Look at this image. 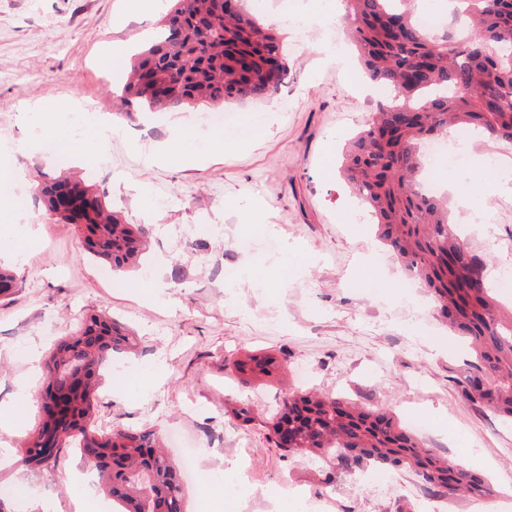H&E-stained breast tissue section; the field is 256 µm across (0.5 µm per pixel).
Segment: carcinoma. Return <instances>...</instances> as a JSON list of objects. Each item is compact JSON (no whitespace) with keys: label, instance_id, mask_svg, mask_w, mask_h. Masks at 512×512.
I'll list each match as a JSON object with an SVG mask.
<instances>
[{"label":"carcinoma","instance_id":"carcinoma-1","mask_svg":"<svg viewBox=\"0 0 512 512\" xmlns=\"http://www.w3.org/2000/svg\"><path fill=\"white\" fill-rule=\"evenodd\" d=\"M147 48L134 55L118 98L140 112L175 108H218L224 103L270 99L288 79L285 36L265 26L235 0L224 14L218 0H170ZM409 0H354V22L347 35L357 46L369 76L401 93V101L379 107L351 142L343 173L352 191L369 210L380 240L413 278L423 282L442 316L469 341L472 356L453 369V382L468 402L480 403L512 422V311L503 314L491 295L487 261L474 252L448 220V200L419 194L421 160L418 145L448 130V125L482 129L489 139L512 142V55L495 46L512 43V0H455L462 27L442 36L422 30L407 8ZM240 54L279 56L274 79L256 65L251 80L241 83L232 61ZM154 67L161 78L175 72L186 87L182 95L163 99L142 90L138 72ZM77 190L97 199L92 214H57L60 192ZM36 197L62 224H82L83 248L95 259L122 270L138 266L146 250L143 232L123 222L93 186L62 175L36 185ZM129 341L112 319L93 314L78 335L60 341L43 366L48 377L78 356L92 377L78 402L84 427L69 435L64 449L83 454L87 435L108 446L110 436L91 424L95 392L115 345ZM493 378L484 390L477 381ZM323 425L336 420L346 428L353 418L362 454L394 467L407 465L433 494L478 497L484 481L460 465L425 449L384 416L347 410L342 403L302 399ZM138 446L125 449L127 472H112L105 461H88L102 490L120 512H152L154 499H167L169 512H184V492L176 463L155 447L153 434L134 433Z\"/></svg>","mask_w":512,"mask_h":512}]
</instances>
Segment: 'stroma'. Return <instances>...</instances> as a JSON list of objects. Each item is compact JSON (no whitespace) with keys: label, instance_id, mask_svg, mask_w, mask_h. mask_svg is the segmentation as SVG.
I'll return each instance as SVG.
<instances>
[{"label":"stroma","instance_id":"1","mask_svg":"<svg viewBox=\"0 0 512 512\" xmlns=\"http://www.w3.org/2000/svg\"><path fill=\"white\" fill-rule=\"evenodd\" d=\"M164 0H0V165L21 173L0 190V264L19 288L0 299V409L20 407L19 424L0 430V484L21 485L17 512H72L83 467L64 451L54 466H21L17 450L44 416L42 367L56 345L91 314L118 321L134 345L113 357L130 373L106 371L94 424L152 431L198 444L199 479L186 483V512H476L470 498L428 493L414 469L367 464L347 469L334 449L277 447L273 427L289 397L334 399L406 427L420 418L423 447L483 476L484 500L512 512V426L463 401L450 369L466 353L423 288L412 307L398 262L337 172L346 138L392 86L370 82L355 55L327 56L318 32L288 51L287 97L236 105L240 124L208 135L207 159L190 165L154 155L196 141L191 112L117 115L105 65L115 47L148 36ZM90 98L112 115L113 133H90L76 159L45 163L30 139L68 132L65 104ZM472 155L453 169L452 219L460 199L474 223L468 245L492 267L512 258V159L482 135L463 138ZM108 148L111 176L83 159ZM74 173L142 228L145 263L164 269V294L138 272L99 276L74 225L57 223L38 201L16 212L13 198L40 176ZM262 211L271 256L242 252L232 238ZM490 215L491 223L479 218ZM236 268L233 291L225 268ZM273 359L264 374L252 360ZM308 366L302 377L300 366Z\"/></svg>","mask_w":512,"mask_h":512}]
</instances>
